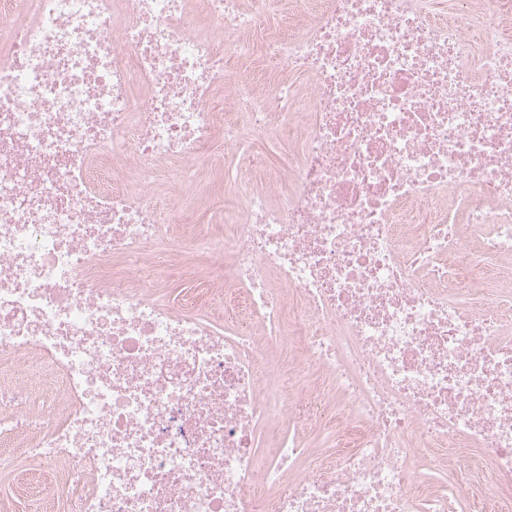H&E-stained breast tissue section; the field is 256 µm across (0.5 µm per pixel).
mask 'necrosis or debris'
Masks as SVG:
<instances>
[{
    "mask_svg": "<svg viewBox=\"0 0 512 512\" xmlns=\"http://www.w3.org/2000/svg\"><path fill=\"white\" fill-rule=\"evenodd\" d=\"M0 446L46 512H512V0H0ZM185 215L187 217L185 223L170 225V229L175 235L185 236L192 227L200 225L224 231V223H215L211 207L208 203L186 211ZM205 257L202 255L184 253L172 267L165 268L162 280V294L169 299H176L185 288H189L190 283L183 277V272L187 268L202 270L205 266Z\"/></svg>",
    "mask_w": 512,
    "mask_h": 512,
    "instance_id": "4bbe7bcc",
    "label": "necrosis or debris"
}]
</instances>
